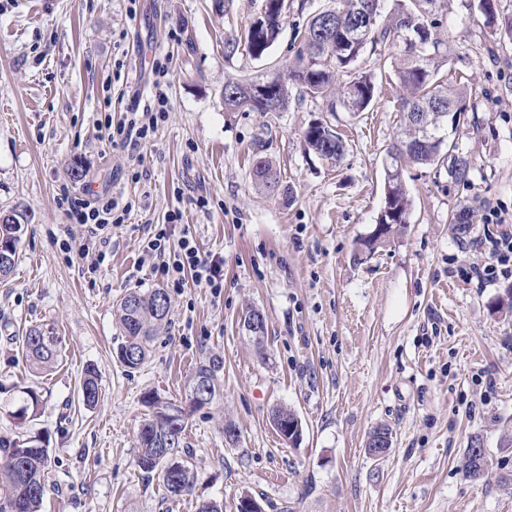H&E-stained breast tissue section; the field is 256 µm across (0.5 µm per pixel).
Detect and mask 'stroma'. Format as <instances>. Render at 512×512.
Here are the masks:
<instances>
[{"label":"stroma","mask_w":512,"mask_h":512,"mask_svg":"<svg viewBox=\"0 0 512 512\" xmlns=\"http://www.w3.org/2000/svg\"><path fill=\"white\" fill-rule=\"evenodd\" d=\"M332 5L284 0L280 36L255 59L242 40L265 0H224L220 11L214 0H56L48 15L35 0H0V212L23 226L18 260L0 280V437L48 445L43 512H197L205 501L237 512L244 495L264 512H512V448L501 445L512 428V313L498 308L508 282L480 288L473 278L488 261L474 241L499 232L483 214L512 216V34L500 24L512 0H497L490 25L477 0H444L437 64L469 86L448 133L468 171L457 180L443 163L406 165L408 222L361 262L356 243L376 226L399 127L398 47L359 57L357 69L378 77L364 112L333 114L311 97L284 112L224 109L228 79L291 62L307 19ZM230 39L240 46L228 57ZM159 92L167 118L142 144L135 181L126 150L99 125ZM316 119L347 141L340 161L305 153ZM261 157L282 191L255 182ZM64 185L139 202L95 273L94 254L80 250L83 227L57 204ZM173 209L202 254L223 256L224 288L170 293L165 329L129 372L113 311L130 290L159 287L141 242ZM253 308L266 318L260 347L243 326ZM39 324L63 338L43 372L22 352ZM212 359L221 396L190 408V380ZM89 368L99 375L94 407L80 391ZM149 392L188 409L192 480L179 496L136 464ZM34 396L39 413L19 419ZM277 406L300 418L297 444L273 427ZM228 421L240 433L234 445ZM378 427L391 445L374 456L366 443ZM476 436L491 461L479 481L461 470Z\"/></svg>","instance_id":"obj_1"}]
</instances>
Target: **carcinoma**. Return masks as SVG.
<instances>
[{
	"instance_id": "carcinoma-1",
	"label": "carcinoma",
	"mask_w": 512,
	"mask_h": 512,
	"mask_svg": "<svg viewBox=\"0 0 512 512\" xmlns=\"http://www.w3.org/2000/svg\"><path fill=\"white\" fill-rule=\"evenodd\" d=\"M284 0H266L265 16L261 18L265 29L256 34L248 28L245 43L249 54L259 59L275 43L281 28V13ZM441 0H408L401 5L393 17L382 21L383 0H336V6L313 15L307 23L305 33L294 62L286 66L288 80L279 84L272 92L274 101L287 106L293 92L298 97L306 95L319 97L332 93L340 75L349 77L341 88L340 103L348 112H362L371 103L376 89V77L372 72H354L352 65L366 46H387L402 41L401 26L416 36V49L404 50L394 62L397 83L402 90L398 98L400 130L398 145L386 167V180L395 186L391 194L384 195V202L377 223L387 225L386 232L407 224L410 199L402 174V164L411 162L428 166L437 164L452 145L440 143L438 138L447 136L445 126L455 122L457 113L462 111V93L448 84L446 76L439 74L434 61L440 52L441 41L437 37L439 27L436 14ZM373 18V25L364 30L362 18ZM232 95L224 98L225 111L250 112L244 105L247 101L248 82L230 79ZM307 150L325 160L337 161L347 149L342 136L328 124L316 121L303 133ZM255 180L269 190L288 191L280 185L277 170L268 160L256 163ZM22 225L0 224V277L7 276L15 264ZM167 293L161 288L141 292L133 290L117 303V321L123 331V342L118 348L119 362L127 369L140 368L149 356L150 343L156 332L167 323L169 308ZM62 340L48 324L27 330L23 339V350L32 367L36 370L51 368L61 355ZM133 351L138 355L134 361H127L122 354ZM209 388V399L193 407L210 405L220 393L218 365L204 363L197 367L190 389L200 384ZM83 403L92 407L100 398L96 371H85L81 382ZM144 403L149 408L138 430L136 463L147 479L153 478L156 470L163 473V485L168 493L178 496L190 485V470L183 456L186 451V416L177 421L175 432L179 441L174 448L166 445L168 425L167 414L176 403L159 395L149 393ZM481 445V439H471L467 448L464 471L467 477L481 480L489 474L490 460L483 458L477 466L471 460L472 449ZM0 453L4 463L0 467V512H41L45 495V471L49 448L44 442L17 437L0 439Z\"/></svg>"
}]
</instances>
